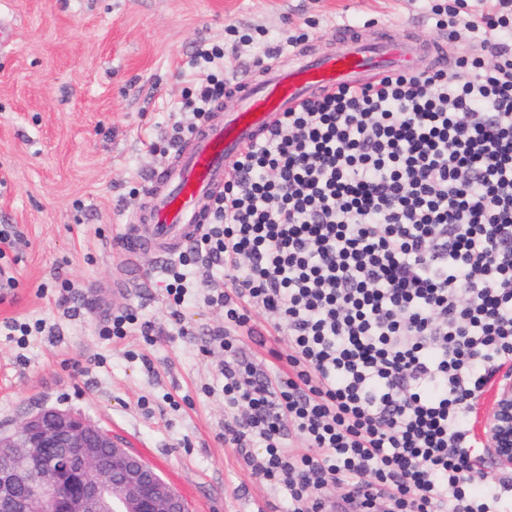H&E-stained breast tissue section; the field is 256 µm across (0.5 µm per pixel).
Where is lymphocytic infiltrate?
Segmentation results:
<instances>
[{"mask_svg":"<svg viewBox=\"0 0 512 512\" xmlns=\"http://www.w3.org/2000/svg\"><path fill=\"white\" fill-rule=\"evenodd\" d=\"M458 4V28L437 8L434 26L481 55L283 113L168 267L176 320L192 267L224 269V287L201 290L224 312L220 383L203 392L223 394L225 443L288 512H323L338 485L356 512H512V483L485 480L471 427L512 364V0ZM224 57L197 50L183 102L196 121L224 97ZM256 311L287 331L283 369L241 345ZM97 333L155 341L128 309Z\"/></svg>","mask_w":512,"mask_h":512,"instance_id":"f902f5d3","label":"lymphocytic infiltrate"}]
</instances>
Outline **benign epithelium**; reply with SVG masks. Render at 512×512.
<instances>
[{
  "mask_svg": "<svg viewBox=\"0 0 512 512\" xmlns=\"http://www.w3.org/2000/svg\"><path fill=\"white\" fill-rule=\"evenodd\" d=\"M493 403L482 421L486 447L497 467L512 469V369L493 378ZM55 449L53 474L30 485L35 496L18 487L21 459L33 464ZM46 498L54 512H111L110 499L122 512H187L186 502L141 457L128 452L112 434L82 414L43 408L16 429L0 430V512H32Z\"/></svg>",
  "mask_w": 512,
  "mask_h": 512,
  "instance_id": "benign-epithelium-1",
  "label": "benign epithelium"
}]
</instances>
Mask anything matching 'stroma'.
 <instances>
[{
	"mask_svg": "<svg viewBox=\"0 0 512 512\" xmlns=\"http://www.w3.org/2000/svg\"><path fill=\"white\" fill-rule=\"evenodd\" d=\"M17 35L0 53V224L21 235L14 290L0 294V322L41 318L26 348L0 330V428L30 413L67 408L111 431L185 499L189 512H288L225 445L224 400L205 396L220 352L222 310L184 305L181 335L164 305L166 280L139 259L141 285L112 292L113 248L146 202V177L173 152L152 150L174 121L190 123L184 90L199 42L237 48L236 76L262 78L268 49L288 54L289 36L327 50L344 24L385 22L394 37L434 39L428 0H0ZM82 294L71 317L46 295L62 281ZM151 322L154 344L101 339L100 304ZM243 346L262 362L287 337L254 313Z\"/></svg>",
	"mask_w": 512,
	"mask_h": 512,
	"instance_id": "35a3bbf8",
	"label": "stroma"
}]
</instances>
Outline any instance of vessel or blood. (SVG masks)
Segmentation results:
<instances>
[{
	"mask_svg": "<svg viewBox=\"0 0 512 512\" xmlns=\"http://www.w3.org/2000/svg\"><path fill=\"white\" fill-rule=\"evenodd\" d=\"M447 64V35L420 44L395 40L385 31L369 38L363 27L343 26L333 49L302 47L288 66L271 68L263 81H234V109L210 113L177 148L172 163L150 177L148 207L130 217L116 242L121 256L132 263L145 253L165 261L182 253L206 224L209 206L239 154L283 112L343 84H371L393 71L425 72Z\"/></svg>",
	"mask_w": 512,
	"mask_h": 512,
	"instance_id": "1",
	"label": "vessel or blood"
}]
</instances>
